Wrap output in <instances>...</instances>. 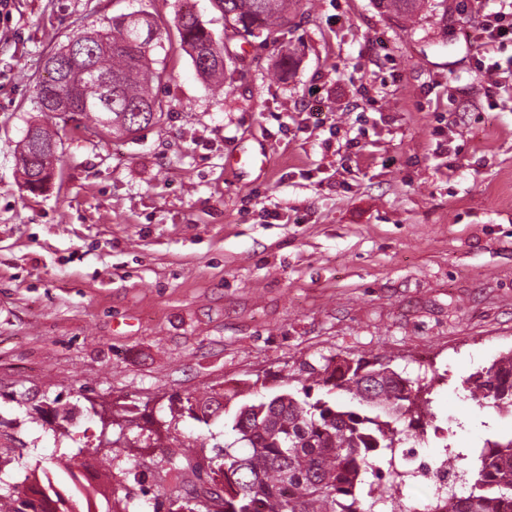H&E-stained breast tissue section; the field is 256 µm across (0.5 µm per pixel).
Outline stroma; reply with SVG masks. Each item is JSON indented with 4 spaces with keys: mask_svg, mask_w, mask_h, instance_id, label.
Returning a JSON list of instances; mask_svg holds the SVG:
<instances>
[{
    "mask_svg": "<svg viewBox=\"0 0 512 512\" xmlns=\"http://www.w3.org/2000/svg\"><path fill=\"white\" fill-rule=\"evenodd\" d=\"M187 9L223 36L212 0H11L0 17V477L97 449L99 410L159 418L330 356L434 379L458 446L511 433L461 382L512 350V80L488 97L480 68L512 45L479 38L470 0L410 25L304 0L279 43L230 41L213 87L180 45ZM140 10L163 27L162 120L116 137L40 112L45 57ZM32 124L58 140L39 194L17 165ZM258 148L265 170H227ZM97 451L131 512L174 487L163 449L138 456L141 485Z\"/></svg>",
    "mask_w": 512,
    "mask_h": 512,
    "instance_id": "1",
    "label": "stroma"
}]
</instances>
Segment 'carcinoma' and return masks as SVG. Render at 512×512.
<instances>
[{"label":"carcinoma","instance_id":"carcinoma-1","mask_svg":"<svg viewBox=\"0 0 512 512\" xmlns=\"http://www.w3.org/2000/svg\"><path fill=\"white\" fill-rule=\"evenodd\" d=\"M224 24L238 27L263 43H276L288 25L292 6L302 0H214ZM384 14L412 23L431 0H374ZM175 26L182 47L197 74L217 83L224 78V41L191 11L179 13ZM99 40L84 32L51 53L53 63L35 88L38 99L50 103L46 115L81 127V117L92 114L101 133L133 135L158 122L162 102L149 85L164 74L151 68L150 55L161 46L162 27L133 13L112 20V27L98 30ZM112 77V87L101 91L87 70L96 63ZM65 103V108L54 107ZM55 135L42 125L28 128L20 152L24 186L32 193L44 190L53 162ZM312 384L291 377L297 386L239 401L238 394L213 392L206 398L187 395L169 400L170 419L162 432L147 434L143 448H158L168 440L166 473L174 474L178 497L156 503L154 512H374L376 503L396 504L401 488L413 473L396 464L398 449L409 436L427 430L443 440L439 459L457 468L461 493L448 498L445 512H502L512 502V436L487 439L481 448H457L449 442L451 427L436 424L431 386L402 376L390 364L364 359H324L316 368L303 365ZM321 393L312 397L313 386ZM476 403L487 397L494 409L512 416V349L491 366L463 381ZM416 391L414 400L402 396ZM342 391L348 400L336 399ZM405 402V411L399 404ZM224 416V444H214L211 457H195L181 448L179 423L186 417L204 424ZM141 428L125 414L112 415L108 430L99 436L114 448H128L126 430ZM54 467L79 471L90 494L104 499V512H127L116 488H104L94 466L84 460V448L58 459ZM376 482L362 497L365 474ZM49 471L36 465L20 482L0 495V512H78L48 484Z\"/></svg>","mask_w":512,"mask_h":512}]
</instances>
